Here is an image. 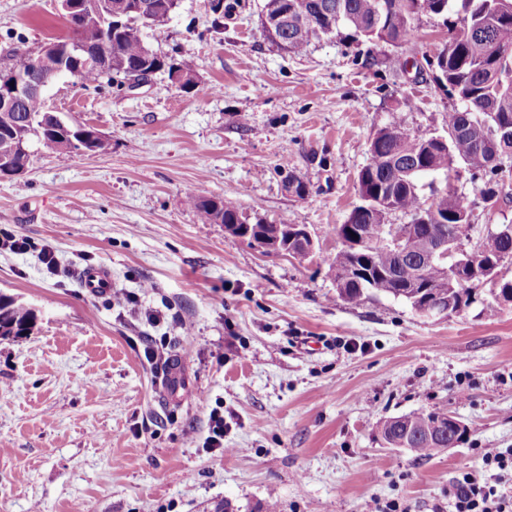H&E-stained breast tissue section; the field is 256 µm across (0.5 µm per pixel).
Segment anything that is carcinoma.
I'll list each match as a JSON object with an SVG mask.
<instances>
[{
  "label": "carcinoma",
  "mask_w": 512,
  "mask_h": 512,
  "mask_svg": "<svg viewBox=\"0 0 512 512\" xmlns=\"http://www.w3.org/2000/svg\"><path fill=\"white\" fill-rule=\"evenodd\" d=\"M141 2L147 5L141 28L112 26L111 0H83L79 13L64 16L69 34L62 40L77 39L83 51L77 83L96 90L105 83L122 86V75L112 66L114 60L169 77L180 72L185 78L183 88L195 83L191 59L162 56L142 37V28L160 30L168 24L177 0ZM510 6L512 0H264L261 15L288 13V25L270 39L293 53L303 52L315 39L342 28L357 40H381L402 48L418 36L417 21L422 14L442 18L448 28V39L436 56L434 82L459 102L445 119L456 136L444 146L433 137H416L405 131L395 137L384 130L376 133L369 147L374 158L358 175L362 205L336 227V236L345 239L334 260L336 281L342 284L337 293L343 300L356 303L368 291L394 298L401 293L422 315L438 301L452 303V314L472 304L476 289L451 288L439 269L422 268L439 227L467 222L468 199L446 187L437 191L424 218L412 225L401 254L390 242L387 215L392 208L416 215L421 206V178L446 175L455 164L463 165L473 178L487 177L485 192L496 193L494 177L498 172L485 142L499 121H512V13L498 19L488 39L477 36L475 29L491 12ZM57 117L59 114L46 110L41 95L28 96L15 111L0 110V159L12 156L17 162L30 163L20 143L35 141L59 155L76 156L85 145L81 134L92 137L90 149L95 154L111 148L110 139L93 137L92 127L78 129L67 120L63 130ZM188 203L211 223L243 224L248 220L220 198L191 195ZM353 233L365 236L364 244L356 249L346 244ZM506 251L512 254V240L488 238L478 268ZM35 320L32 308L0 293L1 339L25 335ZM380 432L385 442L393 441L418 458H432L461 443L467 428H452L448 411L435 408L390 417L381 422Z\"/></svg>",
  "instance_id": "1"
}]
</instances>
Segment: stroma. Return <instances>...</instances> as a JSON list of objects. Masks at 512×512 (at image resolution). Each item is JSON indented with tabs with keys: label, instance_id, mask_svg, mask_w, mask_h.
<instances>
[{
	"label": "stroma",
	"instance_id": "1",
	"mask_svg": "<svg viewBox=\"0 0 512 512\" xmlns=\"http://www.w3.org/2000/svg\"><path fill=\"white\" fill-rule=\"evenodd\" d=\"M179 0L159 54L191 58L194 86L83 90L61 77L45 97L94 125L108 153L63 158L31 146L25 174L0 181V226L33 240L0 253V292L34 309L33 331L0 340V512H450L448 487L481 448H512V304L416 313L404 300L336 291L334 229L359 204L376 132L444 133L453 99L428 58L447 37L423 15L420 54L340 32L297 54L266 37L263 0ZM57 0H0V69L66 35ZM307 186L288 188L289 178ZM494 204L460 171L474 239L512 224V172ZM277 223L304 225L305 259L266 253L204 222L187 192ZM50 248L70 277L54 275ZM107 266L137 307L93 295L81 273ZM157 312L151 322L146 312ZM167 337L177 378L143 348ZM224 405V447L204 443ZM467 427L430 459L384 444L382 420L435 408Z\"/></svg>",
	"mask_w": 512,
	"mask_h": 512
}]
</instances>
